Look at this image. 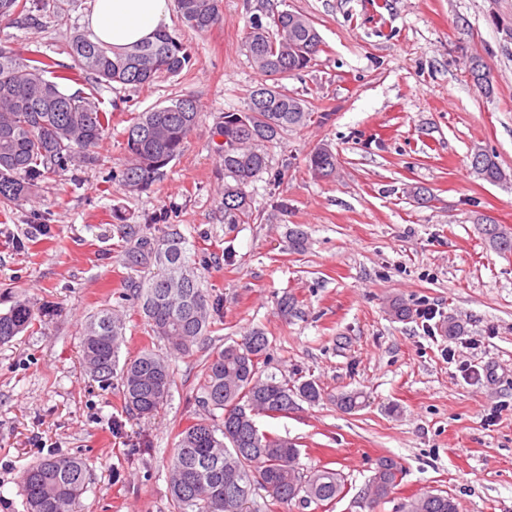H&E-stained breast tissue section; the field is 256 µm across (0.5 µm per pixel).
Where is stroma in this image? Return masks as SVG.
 <instances>
[{"label":"stroma","instance_id":"stroma-1","mask_svg":"<svg viewBox=\"0 0 512 512\" xmlns=\"http://www.w3.org/2000/svg\"><path fill=\"white\" fill-rule=\"evenodd\" d=\"M37 24L0 20V45L67 65L90 0H58ZM223 21L200 34L172 13L170 31L192 48L191 68L136 88L69 85L112 114L101 164L46 179L22 206L0 211V310L15 301L50 306L49 316L0 344V512H26L22 472L48 456L81 458L90 473L81 512H173L169 465L178 432L197 420L202 362L258 329L270 343L264 374L313 380L319 403L288 416L257 417L288 437L310 469L345 478L333 506L273 504L255 488L253 506L272 512H406L417 492L452 495L459 512H512V255L495 251L480 225L512 228V0H222ZM271 9L311 18L322 47L310 68L281 79L328 121L291 131L268 149L269 167L250 186L256 219L224 221V173L211 141L218 116L244 108L260 75L242 46L249 21ZM491 73L480 92L469 61ZM193 97L201 119L182 157L150 191L112 183L132 114ZM327 144L339 172L318 179L308 157ZM506 174L491 183L472 167L475 149ZM425 191L428 203L418 200ZM124 219L116 221L114 210ZM178 225L204 288L219 298L217 331L190 354L170 352L131 302L121 223ZM44 218L49 232L37 230ZM302 230L303 250L290 234ZM293 307L282 312L280 301ZM410 303L412 319L386 311ZM432 307V320L420 317ZM125 319L120 358L167 357L170 396L151 418L128 416L120 381L101 385L80 348L89 316ZM452 319L457 339L440 330ZM360 391L345 413L334 398ZM402 466L387 498L364 492L381 457Z\"/></svg>","mask_w":512,"mask_h":512}]
</instances>
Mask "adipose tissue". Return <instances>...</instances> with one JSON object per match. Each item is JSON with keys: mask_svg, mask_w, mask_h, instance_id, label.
<instances>
[{"mask_svg": "<svg viewBox=\"0 0 512 512\" xmlns=\"http://www.w3.org/2000/svg\"><path fill=\"white\" fill-rule=\"evenodd\" d=\"M169 25V0H92L86 16L92 40L118 48L155 39Z\"/></svg>", "mask_w": 512, "mask_h": 512, "instance_id": "adipose-tissue-1", "label": "adipose tissue"}]
</instances>
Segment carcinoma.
Listing matches in <instances>:
<instances>
[{"label":"carcinoma","mask_w":512,"mask_h":512,"mask_svg":"<svg viewBox=\"0 0 512 512\" xmlns=\"http://www.w3.org/2000/svg\"><path fill=\"white\" fill-rule=\"evenodd\" d=\"M53 6L55 0H0V18L31 20L33 13H46ZM177 8L181 21L197 33L223 21L221 0H177ZM321 45L319 32L301 13L276 11L265 21L255 17L250 22L243 47L265 81L250 91L245 108L225 112L212 131V138L224 139L215 146L224 167V223L252 220L247 187L269 167L267 146L314 118L306 101L284 92L279 80L310 67ZM69 54L72 64L58 70L57 63L42 55L25 59L0 47V208L23 205L51 176L63 177L100 162L98 148L111 130L112 113L90 96L66 91L68 82L81 77L145 87L180 74L192 61L190 47L168 31L122 50L77 33ZM470 72L475 86L490 93L491 75L481 59H471ZM199 121V106L190 97L136 113L120 132L124 160L112 181L129 193L150 189L183 155ZM473 160L484 180L505 178L495 156L478 150ZM338 164L336 153L325 144L309 155V168L317 178L335 176ZM124 234L136 239L125 252V264L141 277H130L122 297L136 302L154 336L178 354L189 353L212 332L219 300L201 287L186 257L184 234L174 224L166 225L158 237L129 224ZM481 234L499 252L512 253L511 229L489 223L481 225ZM386 305L397 320L413 317V309L401 299L391 298ZM46 314L47 308L26 301L0 311V344L11 342ZM123 335L122 316L100 310L85 326L83 360L102 382L120 372L127 412L150 417L167 401L173 374L168 361L152 352L119 363ZM269 350L268 337L256 330L212 352L202 364L197 403L203 417L179 433L170 464L174 512H250L249 496L256 485L276 504L296 499L321 506L344 493L341 473L324 465L302 469L294 442L256 425V416L279 417L298 398L315 404L322 397L311 380L290 385L273 375L259 377V364L268 361ZM361 397L359 391L342 392L336 405L353 411L363 406ZM401 472L395 459L380 458L367 487L368 504L386 498ZM21 483L27 512H77L87 470L76 457H49L25 470ZM407 512H458V505L448 495L426 491L409 503Z\"/></svg>","instance_id":"1"}]
</instances>
